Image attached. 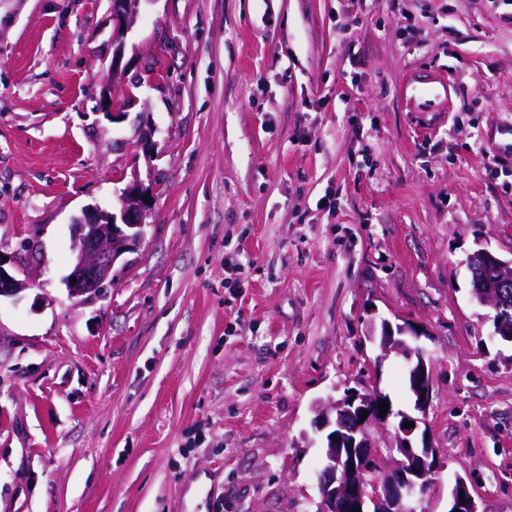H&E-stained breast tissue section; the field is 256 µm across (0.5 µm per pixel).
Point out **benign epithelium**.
<instances>
[{
	"label": "benign epithelium",
	"mask_w": 512,
	"mask_h": 512,
	"mask_svg": "<svg viewBox=\"0 0 512 512\" xmlns=\"http://www.w3.org/2000/svg\"><path fill=\"white\" fill-rule=\"evenodd\" d=\"M140 0H112L114 37L121 40L137 15ZM104 103L112 119L126 115L112 86L104 87ZM149 188L138 179L123 189L120 214L86 210L75 221L73 251L75 262L67 281L71 297L93 294L102 288L116 262L138 247L146 235L145 218L151 205L144 201ZM473 275V295L494 311L512 304V259L503 260L481 248L467 257ZM26 284L11 275L0 260V297H13ZM383 355L395 352L408 363L414 408L420 416L400 414L395 444L382 449L372 437L371 428L385 425L393 411L380 416L387 397L377 388H348L342 398L316 406V428L327 431L325 464L319 485L317 512H404L408 502L423 496L435 483L439 471L438 455L427 437L422 446H413L415 428L431 404V387L421 349L411 347L402 338L382 332ZM399 453L402 459L394 457ZM448 512H479L464 478L456 479L448 502Z\"/></svg>",
	"instance_id": "7a95c632"
}]
</instances>
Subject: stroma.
<instances>
[{"label": "stroma", "instance_id": "1", "mask_svg": "<svg viewBox=\"0 0 512 512\" xmlns=\"http://www.w3.org/2000/svg\"><path fill=\"white\" fill-rule=\"evenodd\" d=\"M0 0V512H313L315 406L417 331L439 473L512 512V344L466 259L512 257V0ZM153 128L154 153L138 145ZM157 178L144 242L71 299L74 222ZM141 0H113L112 20L114 23L115 41L121 40L128 32L133 19L137 15L138 2Z\"/></svg>", "mask_w": 512, "mask_h": 512}]
</instances>
